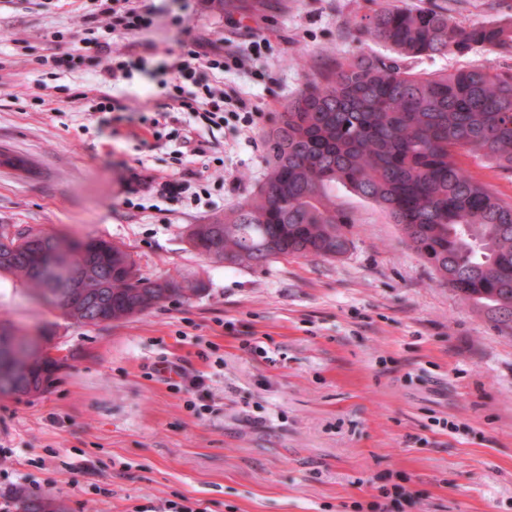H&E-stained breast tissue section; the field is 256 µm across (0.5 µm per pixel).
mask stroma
<instances>
[{
    "label": "stroma",
    "instance_id": "35a3bbf8",
    "mask_svg": "<svg viewBox=\"0 0 512 512\" xmlns=\"http://www.w3.org/2000/svg\"><path fill=\"white\" fill-rule=\"evenodd\" d=\"M446 9L464 26L512 16V0H404ZM152 43L110 125L75 91L98 88L75 43L73 0H0V146L26 156L0 166V224L124 246L146 277L190 273L192 298L106 326L76 323L42 289L0 278V322L61 353L43 392L0 395V503L17 493L62 499L69 512H163L186 496L207 512H351L403 485L402 512H512V336L441 283L373 201L335 189L355 219L335 260L278 258L253 267L198 256L187 229L232 209L263 182V143L283 105L326 64L379 44L355 24L384 0H153ZM230 41L246 54L225 89L260 117L209 135L189 169L172 159L184 124L141 125L168 102L167 51L177 35ZM267 45L247 54L254 36ZM64 66H56V59ZM421 73L512 66L489 51L420 56ZM211 206L157 193L184 177ZM233 329H226V322ZM255 339L266 355L244 349ZM218 345L223 365L197 356ZM182 360L211 373L215 410L188 411L152 367ZM456 425L436 426V418ZM73 469L61 474V462Z\"/></svg>",
    "mask_w": 512,
    "mask_h": 512
}]
</instances>
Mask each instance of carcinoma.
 I'll use <instances>...</instances> for the list:
<instances>
[{"mask_svg":"<svg viewBox=\"0 0 512 512\" xmlns=\"http://www.w3.org/2000/svg\"><path fill=\"white\" fill-rule=\"evenodd\" d=\"M359 31L394 55L360 54L307 80L265 136L269 167L257 192L205 224H191L199 255L229 266H261L280 257L336 259L346 254L352 218L333 195L341 184L382 206L442 282L500 332L512 335V201L475 181L457 163L464 150L512 173V67L471 66L416 73L417 56L484 49L512 56V18L463 27L448 12L387 3ZM31 172L23 156L0 149V166ZM42 238L0 224V276L43 287ZM95 298L71 307L77 323L101 326L204 290L185 278H132V254L106 239H71ZM62 361L30 383L41 392ZM55 498L20 493L16 512H53Z\"/></svg>","mask_w":512,"mask_h":512,"instance_id":"cac0c4a2","label":"carcinoma"}]
</instances>
